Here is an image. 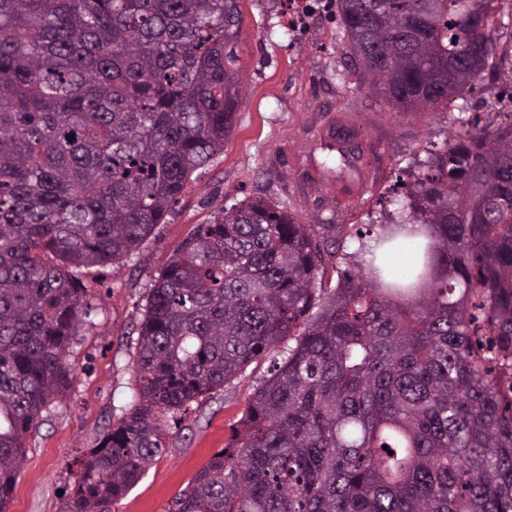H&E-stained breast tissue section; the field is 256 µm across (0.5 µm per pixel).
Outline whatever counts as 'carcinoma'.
I'll return each instance as SVG.
<instances>
[{
	"label": "carcinoma",
	"mask_w": 512,
	"mask_h": 512,
	"mask_svg": "<svg viewBox=\"0 0 512 512\" xmlns=\"http://www.w3.org/2000/svg\"><path fill=\"white\" fill-rule=\"evenodd\" d=\"M500 0H337L359 82L403 112L471 90ZM243 0H0V512L25 438L73 379L88 286L224 152ZM359 238L330 295L320 243L258 198L154 276L130 413L59 512H112L165 415L272 352L231 440L170 512H512V121L457 132ZM353 164L325 168L350 180Z\"/></svg>",
	"instance_id": "obj_1"
}]
</instances>
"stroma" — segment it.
<instances>
[{"label": "stroma", "mask_w": 512, "mask_h": 512, "mask_svg": "<svg viewBox=\"0 0 512 512\" xmlns=\"http://www.w3.org/2000/svg\"><path fill=\"white\" fill-rule=\"evenodd\" d=\"M307 2L312 11L305 17L295 0H246L239 42L244 92L223 154L194 173L168 223L157 225L122 263L84 269L83 280L95 290L91 314L69 348L74 377L29 432L5 512H59L60 492L73 485L90 449L105 428L130 412L137 390V324L152 277L197 225L258 196L302 223L332 222L337 249L324 253L321 267V288L331 292L344 269L338 253L357 250L356 229L398 218L395 198L403 184L424 173L431 153L460 130V112L486 123L512 109V9L501 8L489 31L496 52L491 77L467 93L462 107L398 112L352 75L335 0ZM332 104L347 111L363 143V172L373 179L350 208L337 207L339 189L324 180L308 196L293 195L292 169L275 162L283 150L304 151L311 110ZM270 364L267 358L253 362L224 388L193 403L179 423L168 424L166 450L112 512H169L175 496L227 444Z\"/></svg>", "instance_id": "35a3bbf8"}]
</instances>
